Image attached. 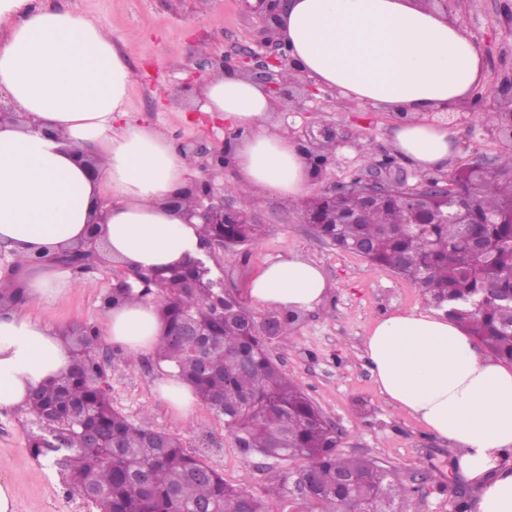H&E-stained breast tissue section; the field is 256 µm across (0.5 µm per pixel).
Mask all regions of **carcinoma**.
<instances>
[{
	"instance_id": "carcinoma-1",
	"label": "carcinoma",
	"mask_w": 512,
	"mask_h": 512,
	"mask_svg": "<svg viewBox=\"0 0 512 512\" xmlns=\"http://www.w3.org/2000/svg\"><path fill=\"white\" fill-rule=\"evenodd\" d=\"M452 182L448 210L471 222L412 223L396 196L366 213L362 224H315L318 237L413 281L423 299L460 323L502 361L512 364V175L471 166ZM336 219L363 205L355 190L336 194ZM208 237L237 245L255 241L257 224H204ZM153 297L166 329L157 346L183 379L234 435L238 447L281 461L305 460L281 493L311 474L316 495L300 512H398L407 488L386 467L339 450L333 427L302 387L272 360L266 338L247 329L242 305L226 306L211 268L184 264L151 273L138 298ZM71 372L31 395L27 432L35 457L44 458L72 496L97 512H268L265 502L224 482L188 454L180 439L155 428L149 414L137 421L112 407L96 355L94 329L68 338ZM358 474L341 488L338 478Z\"/></svg>"
}]
</instances>
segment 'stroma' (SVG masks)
I'll list each match as a JSON object with an SVG mask.
<instances>
[{
  "label": "stroma",
  "instance_id": "1",
  "mask_svg": "<svg viewBox=\"0 0 512 512\" xmlns=\"http://www.w3.org/2000/svg\"><path fill=\"white\" fill-rule=\"evenodd\" d=\"M44 5L96 20L111 30L129 68L127 118L141 125L165 128L175 143L212 145L228 134L200 109L195 92H181L189 59L235 54L259 39L256 16L243 0H43ZM452 16L474 37L484 57L482 99H470L453 112L456 153L443 176L476 162H512V140L486 115L500 109L490 87L512 75V0H453ZM317 119L344 128L347 139L336 149L326 181L313 182L311 194L325 184H342L365 173L395 148L387 135L393 126L390 110L360 105L321 89L305 112L281 105L270 116L272 126L296 136ZM233 169L224 172V201L248 205L261 226L258 240L234 250L216 249L210 265L224 277V293L246 301V288L264 262L297 254L320 265L332 289L324 304L300 313L290 328V341H268L273 361L296 379L325 419L339 431L341 451L372 458L391 472L395 483L408 488L401 512H478L480 490L454 467L456 448L431 436L416 420L387 403L381 395L365 340L374 320L424 307L416 284L396 271L371 264L362 256L336 249L319 239L301 221L302 203L269 191L245 196L233 190ZM119 263L97 267L51 308L28 301L19 310L48 320L65 333L101 328L104 299L120 272ZM96 353L106 370L113 407L138 419L149 413L159 430L177 435L184 448L225 482L263 499L280 512L279 492L296 462L243 453L221 418L197 404L190 419L177 418L161 400V375L152 355L133 356L108 340ZM29 416L22 410L0 409V478L15 497V512H94L91 503L67 496L58 474L29 451ZM463 487L464 498L451 490Z\"/></svg>",
  "mask_w": 512,
  "mask_h": 512
}]
</instances>
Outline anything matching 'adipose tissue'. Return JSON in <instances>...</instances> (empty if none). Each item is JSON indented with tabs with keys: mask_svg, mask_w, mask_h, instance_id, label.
Instances as JSON below:
<instances>
[{
	"mask_svg": "<svg viewBox=\"0 0 512 512\" xmlns=\"http://www.w3.org/2000/svg\"><path fill=\"white\" fill-rule=\"evenodd\" d=\"M290 67L343 98L412 114L390 137L407 162L442 170L454 150L429 113L454 110L480 84L484 59L462 24L420 0H290L280 26ZM129 70L102 24L41 0H0V96L27 120L0 121V253H43L27 294L49 306L75 284L58 253L86 243L104 214L103 257L157 272L202 256L199 219L167 204L187 184L188 160L161 129L125 122ZM203 111L223 118L238 187L298 201L311 170L295 141L268 126L275 101L238 74L207 83ZM98 176H91L90 167ZM110 206H102L103 194ZM329 292L323 269L291 254L251 279L250 302L309 311ZM107 340L153 353L163 325L152 299L107 310ZM367 352L380 393L436 438L459 448L461 472L478 484V512H512V365L432 307L372 323ZM72 350L48 321L0 313V408L24 409L34 389L68 375ZM158 390L181 418L195 397L174 364H159Z\"/></svg>",
	"mask_w": 512,
	"mask_h": 512,
	"instance_id": "obj_1",
	"label": "adipose tissue"
}]
</instances>
